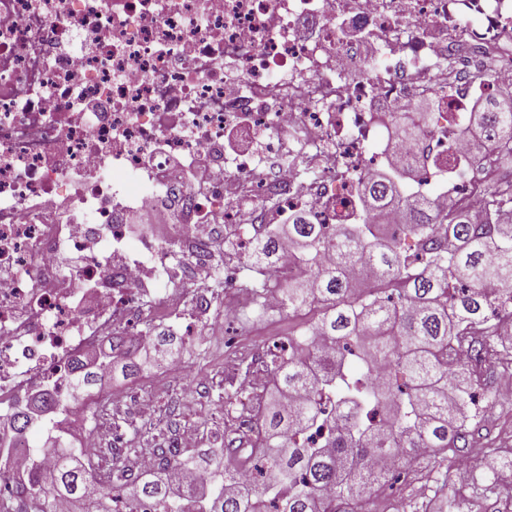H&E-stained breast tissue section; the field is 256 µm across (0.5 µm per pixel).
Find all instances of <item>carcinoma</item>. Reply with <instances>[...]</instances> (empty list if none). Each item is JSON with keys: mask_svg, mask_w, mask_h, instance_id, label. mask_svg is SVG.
<instances>
[{"mask_svg": "<svg viewBox=\"0 0 512 512\" xmlns=\"http://www.w3.org/2000/svg\"><path fill=\"white\" fill-rule=\"evenodd\" d=\"M472 125L497 132L499 162L512 169V107L496 103L472 115ZM405 174L403 166L389 167L362 186L357 224H342L329 235L297 217L265 225L253 240L242 288L262 295L263 269L288 242L315 284L298 278L281 287L283 310L296 312L319 300L314 328L333 347L296 359L292 352L302 342H275L268 347L272 386L256 393L241 383L227 395L255 400V476L245 491L235 489L239 471L224 464L222 448L184 457L157 448L154 468L136 476L105 453L87 457L88 450L67 437L73 406L92 402L101 371L128 350L127 337L112 335L105 339L110 353L97 365L75 363L68 399L42 392L10 415V431L21 438L33 425L32 406L50 422L45 441L32 449L37 476H16L26 493L21 512H60L63 506L68 512H140L146 502L160 512H367L387 477L373 459L389 456L410 466L418 451L442 457L465 441L482 409V362L512 368V347L497 340V322L512 318V224H471L454 208L440 212L428 198L394 186ZM484 195L492 216L512 207V178L494 182ZM400 204L407 222L401 233L381 239L383 227L371 223L374 212ZM370 261L382 279H404L406 287L350 297L354 284L345 270ZM450 344L474 348L477 363H452ZM380 358L393 359L394 369L370 382ZM45 456L53 460L48 471L40 467ZM172 469H205L212 479L176 484Z\"/></svg>", "mask_w": 512, "mask_h": 512, "instance_id": "cac0c4a2", "label": "carcinoma"}]
</instances>
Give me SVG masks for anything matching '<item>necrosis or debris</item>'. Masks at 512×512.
<instances>
[{"instance_id": "4bbe7bcc", "label": "necrosis or debris", "mask_w": 512, "mask_h": 512, "mask_svg": "<svg viewBox=\"0 0 512 512\" xmlns=\"http://www.w3.org/2000/svg\"><path fill=\"white\" fill-rule=\"evenodd\" d=\"M508 88L512 0H0V406L64 391L145 312L183 319L127 208L169 221L202 314L214 239L355 223L362 183L398 161L482 223L498 138L463 129ZM450 153L458 169L435 163Z\"/></svg>"}]
</instances>
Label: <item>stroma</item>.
<instances>
[{"instance_id":"1","label":"stroma","mask_w":512,"mask_h":512,"mask_svg":"<svg viewBox=\"0 0 512 512\" xmlns=\"http://www.w3.org/2000/svg\"><path fill=\"white\" fill-rule=\"evenodd\" d=\"M297 327L296 320L285 312L260 315L248 311L238 321L225 324L224 338L201 344L191 339L181 321L162 325V332L174 336L181 346V371L169 372L156 364L138 375H115L101 382L105 394L128 387L138 392L135 399L112 412L126 447L149 454L156 448L173 447L182 432L191 429L198 436V449H229L225 462L236 464L232 449L248 445L243 427L248 408L236 400L218 402L216 393L219 387L238 385L246 376L257 387H264L270 364L265 354L267 345L294 335ZM190 377L196 379L199 388L187 401L183 386ZM511 450L512 404L495 401L485 407L482 419L455 454L480 453L486 462L481 475L486 478L494 456ZM446 467V460L419 455L411 470L390 476L385 494L371 499V512H443V498L433 494L431 485Z\"/></svg>"}]
</instances>
